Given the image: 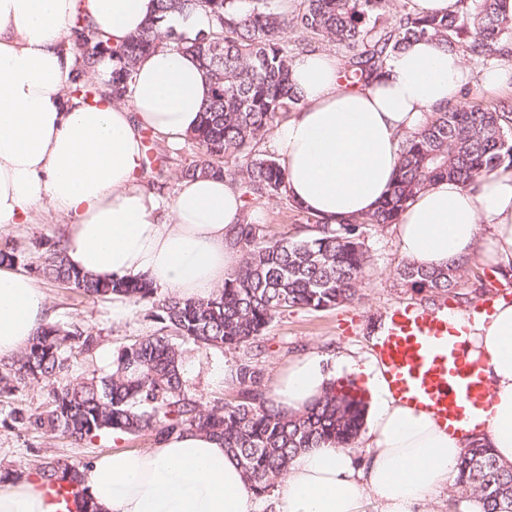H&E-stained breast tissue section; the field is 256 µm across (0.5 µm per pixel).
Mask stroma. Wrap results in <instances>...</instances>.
<instances>
[{"label": "stroma", "mask_w": 512, "mask_h": 512, "mask_svg": "<svg viewBox=\"0 0 512 512\" xmlns=\"http://www.w3.org/2000/svg\"><path fill=\"white\" fill-rule=\"evenodd\" d=\"M199 150L191 141L169 147V160L164 171L148 170L146 184L161 186L162 196L173 195L183 166L195 160ZM252 219L266 225L270 232L297 234L306 222L305 217L289 209L283 201L274 199L251 211ZM63 219L55 214L36 209L30 222L0 228V245H16L20 260L18 266L32 275L43 290L52 313V319L61 324L78 323L92 328L101 342L93 356H77L74 375L105 374L112 368L117 353L131 340L152 334L157 324L152 317L150 302L125 303L120 319L112 317V300L78 296L46 279L41 271L42 258L54 240L62 235ZM367 265L359 295L352 303L324 311L295 310L281 314L267 328L261 349L254 358L263 371L265 380L287 368L293 359L306 354L345 355L357 362L367 360L373 350L372 339L379 323L391 308L412 305L430 309L438 304V297L401 285L396 270L403 258L390 226H365ZM456 298L447 299L449 309H469L472 303L486 296L506 298L512 302V279L500 281L492 269L479 260H471L458 273ZM239 355L232 351L214 349L191 350L185 355L189 367L186 385L189 392L202 404L225 398L231 390L226 387L222 373L235 369ZM46 402L43 385L31 384L0 403V469H33L38 456L62 458L76 465H85L90 459L115 450L147 451L153 448L150 436L136 439L128 436L112 438L103 435L79 446L49 437H38L5 425L10 408L42 409Z\"/></svg>", "instance_id": "1"}]
</instances>
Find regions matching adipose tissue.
Masks as SVG:
<instances>
[{
	"instance_id": "1",
	"label": "adipose tissue",
	"mask_w": 512,
	"mask_h": 512,
	"mask_svg": "<svg viewBox=\"0 0 512 512\" xmlns=\"http://www.w3.org/2000/svg\"><path fill=\"white\" fill-rule=\"evenodd\" d=\"M156 0H0V227L45 206L68 219L66 255L101 278L147 275L160 289L203 299L239 263L229 247L242 199L219 175L187 179L170 199L142 183V135L171 143L193 135L210 86L192 56L160 47L136 64L125 103L74 93L67 40L76 19L119 48L155 13ZM325 52L294 59L301 101L270 133L288 195L328 221L371 212L387 194L399 145L428 112L473 75L461 52L409 42L365 87H345ZM405 260L424 269L482 260L512 277V171L474 184L442 180L422 190L395 227ZM48 320L26 271L0 265V359L19 354ZM470 359L493 396L482 428L449 434L387 388L376 360L349 362L373 406L361 437L369 450L325 444L299 453L275 512H425L428 495L474 441L512 467V303L469 325ZM321 355L293 360L269 392L286 412L304 409L332 376ZM97 512H257L237 460L195 430L146 452L115 450L80 471ZM32 471L0 483V512H53Z\"/></svg>"
}]
</instances>
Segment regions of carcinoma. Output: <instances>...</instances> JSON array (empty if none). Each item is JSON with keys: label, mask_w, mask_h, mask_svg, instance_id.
<instances>
[{"label": "carcinoma", "mask_w": 512, "mask_h": 512, "mask_svg": "<svg viewBox=\"0 0 512 512\" xmlns=\"http://www.w3.org/2000/svg\"><path fill=\"white\" fill-rule=\"evenodd\" d=\"M281 0H157L155 14L128 43L114 49L101 35L88 39L76 26L78 61L74 91L102 94L83 81L102 54L112 53V99L123 100L138 60L165 44L194 56L208 76L211 94L191 139L201 150L180 176L218 173L238 190L248 212L272 199L306 217L303 236L277 237L255 221L242 220L230 246L240 263L224 286L207 299L175 294L156 297L146 277L100 278L69 264L63 239L53 242L42 271L50 280L85 297L152 300L159 329L123 347L102 376L74 377L73 358L91 355L99 336L78 324L46 323L13 359L0 361V398L29 384H42L47 401L40 411L13 407L12 425L72 444L105 433L163 437L192 429L224 441L237 457L254 496L274 492L293 458L327 442L357 444L366 410L355 385L331 383L300 412L277 408L252 361L266 328L293 309L320 311L351 303L366 267L365 224H398L414 197L440 180L467 183L501 168L512 169V102L487 105L472 97L452 100L427 114L426 122L402 142L389 195L368 214L334 224L314 216L288 197L278 159L259 150L276 124L295 108L300 95L291 80L295 48L284 34L333 43L346 54L345 80L369 85L387 62L412 39L427 38L485 65L512 60V15L504 0H460L455 14L420 16L409 0H300L290 12ZM203 11L214 19L208 32L190 38L163 26L173 13ZM147 168L166 166L167 155L144 133ZM465 263L423 270L409 262L397 269L400 283L431 293L450 294ZM240 353L230 398L202 406L189 395L183 376L185 349ZM36 470L47 484H80L78 466L44 457ZM456 485L484 504V512H512V468L500 465L484 444L464 450Z\"/></svg>", "instance_id": "carcinoma-1"}]
</instances>
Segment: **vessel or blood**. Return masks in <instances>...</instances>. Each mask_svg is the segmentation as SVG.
Returning <instances> with one entry per match:
<instances>
[{"mask_svg":"<svg viewBox=\"0 0 512 512\" xmlns=\"http://www.w3.org/2000/svg\"><path fill=\"white\" fill-rule=\"evenodd\" d=\"M494 304L483 299L465 317L447 308L431 310L398 306L386 315L374 345L392 396L434 417L449 433L464 432L479 413L491 406L490 387L478 362L467 356V320L491 314ZM56 512H79L81 490L63 483L46 487Z\"/></svg>","mask_w":512,"mask_h":512,"instance_id":"vessel-or-blood-1","label":"vessel or blood"}]
</instances>
